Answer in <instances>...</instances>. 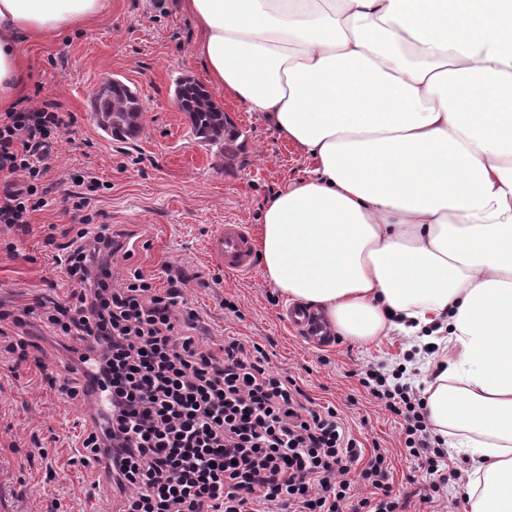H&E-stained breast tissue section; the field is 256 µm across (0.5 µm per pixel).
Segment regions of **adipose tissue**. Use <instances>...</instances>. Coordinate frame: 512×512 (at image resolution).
<instances>
[{
    "label": "adipose tissue",
    "mask_w": 512,
    "mask_h": 512,
    "mask_svg": "<svg viewBox=\"0 0 512 512\" xmlns=\"http://www.w3.org/2000/svg\"><path fill=\"white\" fill-rule=\"evenodd\" d=\"M110 0H0V107L20 45ZM209 79L315 162L267 203L290 303L361 340L447 325L436 434L481 458L472 512H512V0H177Z\"/></svg>",
    "instance_id": "1"
}]
</instances>
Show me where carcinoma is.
<instances>
[{
    "label": "carcinoma",
    "mask_w": 512,
    "mask_h": 512,
    "mask_svg": "<svg viewBox=\"0 0 512 512\" xmlns=\"http://www.w3.org/2000/svg\"><path fill=\"white\" fill-rule=\"evenodd\" d=\"M177 88L179 107L189 115L197 139L217 147L219 158L235 157L233 142L240 133L231 129L226 113L211 103L206 87L192 79L181 78ZM140 115L139 98L125 85L109 86L95 98L94 119L97 125L115 137L134 136L139 128Z\"/></svg>",
    "instance_id": "carcinoma-1"
}]
</instances>
